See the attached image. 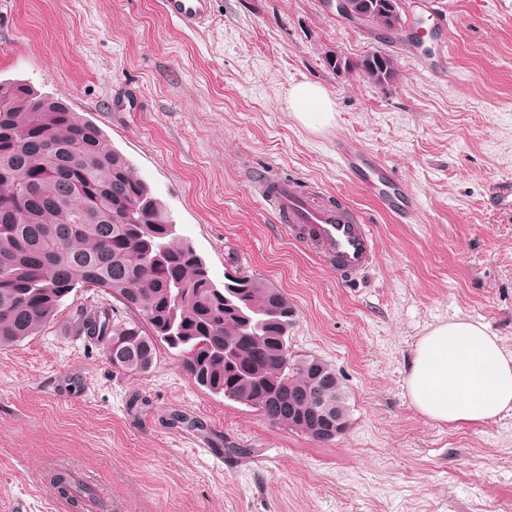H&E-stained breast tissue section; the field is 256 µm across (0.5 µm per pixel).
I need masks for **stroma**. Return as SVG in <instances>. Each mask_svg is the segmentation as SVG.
Listing matches in <instances>:
<instances>
[{
  "label": "stroma",
  "mask_w": 512,
  "mask_h": 512,
  "mask_svg": "<svg viewBox=\"0 0 512 512\" xmlns=\"http://www.w3.org/2000/svg\"><path fill=\"white\" fill-rule=\"evenodd\" d=\"M160 2L0 0V79L67 97L99 126L216 285L238 269L284 292L288 348L335 370L349 427L318 443L272 425L197 386L163 344L147 372L115 368L70 318L116 302L78 287L36 335L0 346V512H77L50 480L59 465L110 512H512V411L437 423L406 389L416 341L450 320L486 326L512 352V214L490 203L512 179V0H404L411 22L454 15L446 76L422 65L433 43L354 27L325 0H214L198 32ZM332 50L389 53L398 79L336 74ZM303 82L326 90L329 124L294 118L288 92ZM341 137L415 195L410 222L339 167ZM270 165L364 213L379 250L361 281L284 233L251 189ZM174 411L200 428L172 423Z\"/></svg>",
  "instance_id": "35a3bbf8"
}]
</instances>
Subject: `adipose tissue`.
Segmentation results:
<instances>
[{
  "label": "adipose tissue",
  "mask_w": 512,
  "mask_h": 512,
  "mask_svg": "<svg viewBox=\"0 0 512 512\" xmlns=\"http://www.w3.org/2000/svg\"><path fill=\"white\" fill-rule=\"evenodd\" d=\"M288 104L307 126L329 123L332 102L314 83L292 87ZM415 408L456 426L485 424L512 410V355L478 323L452 320L417 341L406 379Z\"/></svg>",
  "instance_id": "ef3b65f1"
}]
</instances>
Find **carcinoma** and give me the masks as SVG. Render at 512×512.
Returning a JSON list of instances; mask_svg holds the SVG:
<instances>
[{"label": "carcinoma", "instance_id": "obj_1", "mask_svg": "<svg viewBox=\"0 0 512 512\" xmlns=\"http://www.w3.org/2000/svg\"><path fill=\"white\" fill-rule=\"evenodd\" d=\"M343 61L345 73L375 85L397 77L395 58L383 51ZM171 224L97 125L23 81H0V346L36 334L74 288L103 291L134 318L81 309L71 323L99 341L113 366L144 372L163 343L196 385L272 424L334 440L313 409L320 395L348 415L343 386L322 359L288 350V298L245 275L230 283L242 310L224 308V291ZM226 348L237 350V374L224 364ZM53 481L77 509L96 498L65 467Z\"/></svg>", "mask_w": 512, "mask_h": 512}]
</instances>
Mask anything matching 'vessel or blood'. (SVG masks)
Masks as SVG:
<instances>
[{
  "mask_svg": "<svg viewBox=\"0 0 512 512\" xmlns=\"http://www.w3.org/2000/svg\"><path fill=\"white\" fill-rule=\"evenodd\" d=\"M212 6L213 0H161L163 14L191 31L206 26ZM336 157L343 170L397 220L415 214L416 197L375 153L344 138L336 143ZM251 182L256 195L278 216L284 232L332 265L338 277L353 281L372 266L376 237L360 211L324 204L267 169L253 175Z\"/></svg>",
  "mask_w": 512,
  "mask_h": 512,
  "instance_id": "obj_1",
  "label": "vessel or blood"
}]
</instances>
